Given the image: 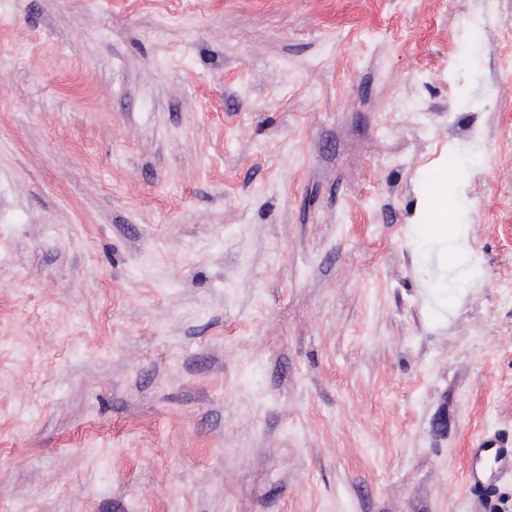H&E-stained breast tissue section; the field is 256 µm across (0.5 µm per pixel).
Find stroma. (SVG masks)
Masks as SVG:
<instances>
[{
	"instance_id": "obj_1",
	"label": "stroma",
	"mask_w": 512,
	"mask_h": 512,
	"mask_svg": "<svg viewBox=\"0 0 512 512\" xmlns=\"http://www.w3.org/2000/svg\"><path fill=\"white\" fill-rule=\"evenodd\" d=\"M506 28L0 0V512H512ZM488 457L493 459L494 464L489 475L484 468ZM469 468L475 482L492 479L498 472H509L512 468V448H471Z\"/></svg>"
}]
</instances>
